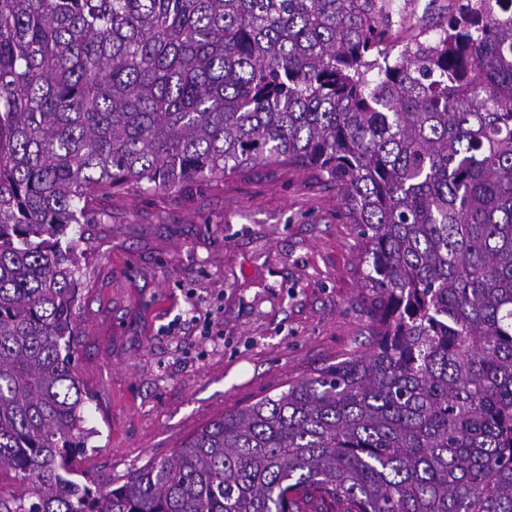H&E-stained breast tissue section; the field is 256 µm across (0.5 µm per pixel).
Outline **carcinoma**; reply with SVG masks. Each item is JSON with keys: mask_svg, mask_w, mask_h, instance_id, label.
Segmentation results:
<instances>
[{"mask_svg": "<svg viewBox=\"0 0 512 512\" xmlns=\"http://www.w3.org/2000/svg\"><path fill=\"white\" fill-rule=\"evenodd\" d=\"M387 7L0 0V512H512V0L377 66ZM257 166L336 188L368 350L74 479V226Z\"/></svg>", "mask_w": 512, "mask_h": 512, "instance_id": "carcinoma-1", "label": "carcinoma"}]
</instances>
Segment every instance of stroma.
Instances as JSON below:
<instances>
[{
    "label": "stroma",
    "mask_w": 512,
    "mask_h": 512,
    "mask_svg": "<svg viewBox=\"0 0 512 512\" xmlns=\"http://www.w3.org/2000/svg\"><path fill=\"white\" fill-rule=\"evenodd\" d=\"M383 20L398 57L445 17L406 0ZM81 224L76 375L90 447L75 468L111 489L209 420L365 350L358 228L335 189L257 167L176 193L102 195Z\"/></svg>",
    "instance_id": "obj_1"
}]
</instances>
